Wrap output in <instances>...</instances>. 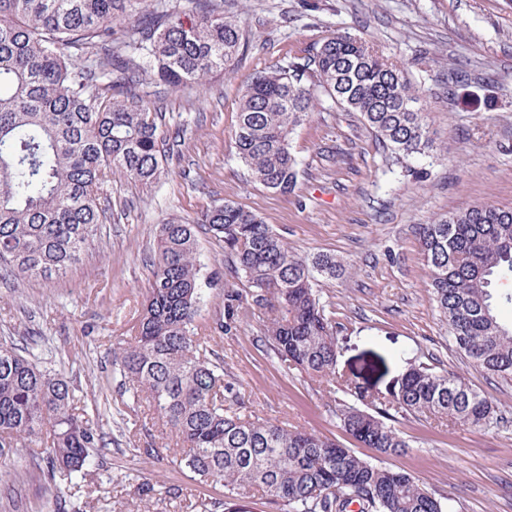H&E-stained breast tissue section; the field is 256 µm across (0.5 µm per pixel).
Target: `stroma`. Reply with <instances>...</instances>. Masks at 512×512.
<instances>
[{
    "label": "stroma",
    "instance_id": "1",
    "mask_svg": "<svg viewBox=\"0 0 512 512\" xmlns=\"http://www.w3.org/2000/svg\"><path fill=\"white\" fill-rule=\"evenodd\" d=\"M248 49L223 74L194 90L146 80L167 134L184 137L171 172L144 187L116 178L102 197L111 219L80 260L60 276L0 275V342L33 353L80 389L87 418L103 434L99 464L78 485L47 484L20 448L0 460V512H56L76 495L83 512H189L218 503L224 487L177 463L145 401L124 393L112 351L135 334L160 224L196 219L230 201L258 214L289 247L327 253L345 270L323 282L320 299L340 323L336 380L320 383L287 368L264 345L267 318L254 310L210 346L255 417L336 439L361 457L411 474L450 499L454 512H512V381L476 366L453 347L428 296V267L416 227L478 204L512 207V0H224ZM370 40L404 65L426 100L431 155L405 169L378 145L359 113L319 101L291 135L303 161L295 189L255 183L232 154L241 88L253 72L286 59L333 31ZM335 147V162L323 151ZM202 273L210 280L197 326L224 314L225 293L242 284L224 247L199 231ZM433 364L464 379L493 404L487 428L422 416L397 417L407 452L377 456L354 446L336 417L350 396L343 381L384 395L409 367ZM153 454H146V447ZM178 488L183 498H140L139 484Z\"/></svg>",
    "mask_w": 512,
    "mask_h": 512
}]
</instances>
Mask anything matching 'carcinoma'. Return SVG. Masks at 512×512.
I'll use <instances>...</instances> for the list:
<instances>
[{
	"instance_id": "cac0c4a2",
	"label": "carcinoma",
	"mask_w": 512,
	"mask_h": 512,
	"mask_svg": "<svg viewBox=\"0 0 512 512\" xmlns=\"http://www.w3.org/2000/svg\"><path fill=\"white\" fill-rule=\"evenodd\" d=\"M131 0H0V268L16 278L61 274L103 223L101 193L119 176L149 186L165 173L167 137L142 95L146 78L192 89L239 55L244 30L224 0H160L130 20ZM326 96L357 112L398 162L433 147L426 110L407 70L368 41L336 32L303 56L276 62L243 85L235 155L259 185L288 194L301 161L289 135ZM224 243L245 288L226 296L221 333L246 311L272 313L263 342L279 360L327 378L338 353L336 321L319 283L341 262L303 255L256 214L232 202L193 221L159 225L148 297L137 334L112 365L127 392L142 394L175 438V454L202 480L224 485V512H246L244 492L284 512H452L411 475L368 461L335 440L253 419L225 406L224 363L191 330L209 281L198 228ZM429 299L454 346L476 366L512 379V324L496 312L494 284L512 278V208L481 204L419 225ZM69 381L0 344V457L33 449L50 483L85 477L102 444L79 412ZM486 427L490 400L427 364L404 372L374 415L344 404L342 430L381 455L410 444L382 420L390 412Z\"/></svg>"
}]
</instances>
